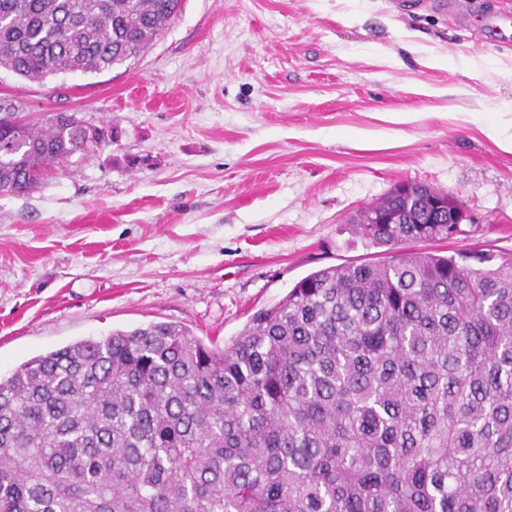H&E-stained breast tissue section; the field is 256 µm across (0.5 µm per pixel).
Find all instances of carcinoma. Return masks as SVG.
I'll return each instance as SVG.
<instances>
[{
    "instance_id": "carcinoma-1",
    "label": "carcinoma",
    "mask_w": 512,
    "mask_h": 512,
    "mask_svg": "<svg viewBox=\"0 0 512 512\" xmlns=\"http://www.w3.org/2000/svg\"><path fill=\"white\" fill-rule=\"evenodd\" d=\"M179 5L0 0V68L101 73ZM16 110L0 97V186L27 193L89 139ZM438 198L388 192L355 224L379 257L304 277L222 349L154 322L19 365L0 512H512V253L407 247L461 232Z\"/></svg>"
}]
</instances>
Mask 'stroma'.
<instances>
[{
  "label": "stroma",
  "instance_id": "obj_1",
  "mask_svg": "<svg viewBox=\"0 0 512 512\" xmlns=\"http://www.w3.org/2000/svg\"><path fill=\"white\" fill-rule=\"evenodd\" d=\"M396 0H181L141 56L29 80L22 120L76 113L97 146L0 189V377L152 322L223 347L305 276L373 257L353 231L395 185L462 200L454 238L512 253V40Z\"/></svg>",
  "mask_w": 512,
  "mask_h": 512
}]
</instances>
